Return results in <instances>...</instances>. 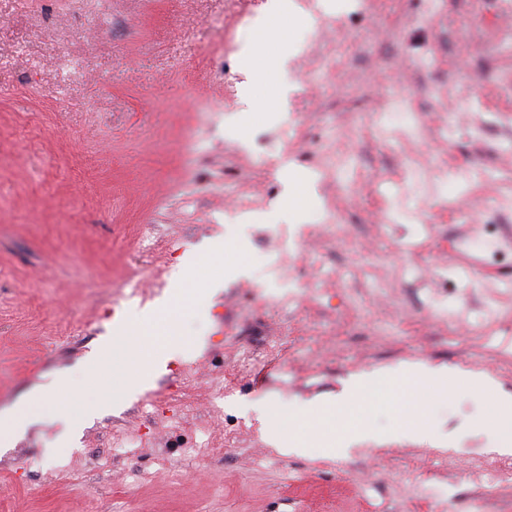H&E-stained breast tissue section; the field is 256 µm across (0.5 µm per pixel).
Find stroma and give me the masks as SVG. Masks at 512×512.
Listing matches in <instances>:
<instances>
[{"instance_id": "1", "label": "stroma", "mask_w": 512, "mask_h": 512, "mask_svg": "<svg viewBox=\"0 0 512 512\" xmlns=\"http://www.w3.org/2000/svg\"><path fill=\"white\" fill-rule=\"evenodd\" d=\"M267 2L0 0V410L62 373L77 386L68 414L41 415L0 455V512H512V476L470 479L512 426V0H299L310 22L245 59ZM269 55L287 56L288 92L244 111L225 90ZM399 109L410 130L376 126ZM324 147L342 167L318 169ZM412 166L436 195L410 194ZM476 170L488 180L463 192ZM277 212L289 231L335 232L304 256L278 251L260 235ZM218 232L234 250L224 286L181 307L164 372L125 369L133 331L88 371L128 308L186 283ZM492 234L503 250L468 273L458 241ZM416 240L421 285L417 255L398 249ZM363 243L377 249L364 269ZM275 257L314 282L278 311L241 285ZM489 308L505 319L487 341L474 328ZM187 339L200 354L185 357ZM416 366L451 374L425 398L424 435L402 437L391 406L329 407L359 378L394 383ZM129 384L139 392L83 418L99 388ZM270 404L303 452L267 436ZM497 405L499 427H482ZM313 415L373 437L324 452Z\"/></svg>"}]
</instances>
